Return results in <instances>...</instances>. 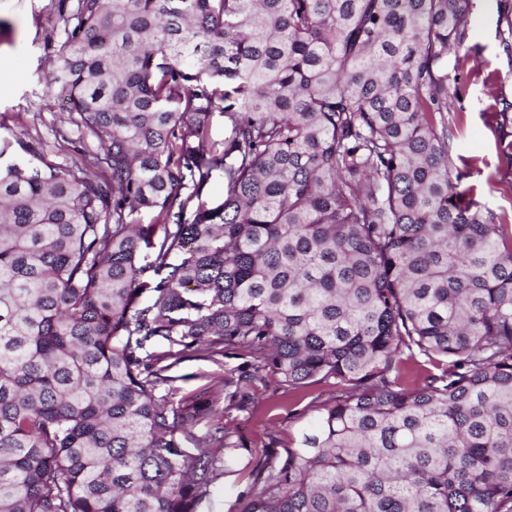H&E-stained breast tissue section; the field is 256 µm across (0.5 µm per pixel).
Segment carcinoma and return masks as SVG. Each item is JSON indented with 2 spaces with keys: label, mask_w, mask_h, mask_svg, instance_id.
I'll return each mask as SVG.
<instances>
[{
  "label": "carcinoma",
  "mask_w": 512,
  "mask_h": 512,
  "mask_svg": "<svg viewBox=\"0 0 512 512\" xmlns=\"http://www.w3.org/2000/svg\"><path fill=\"white\" fill-rule=\"evenodd\" d=\"M64 23L72 164L0 139V512H198L230 475L228 512H512V230L451 162L469 0ZM188 352L247 359L240 411L270 375L336 395L283 454L220 423L184 448L211 412L162 393Z\"/></svg>",
  "instance_id": "cac0c4a2"
}]
</instances>
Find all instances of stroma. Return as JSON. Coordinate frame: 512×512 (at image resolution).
I'll return each mask as SVG.
<instances>
[{
  "mask_svg": "<svg viewBox=\"0 0 512 512\" xmlns=\"http://www.w3.org/2000/svg\"><path fill=\"white\" fill-rule=\"evenodd\" d=\"M59 0H0V136L39 148L45 159L67 166L68 155L59 145V133L69 126L63 102L47 101L45 76L64 22ZM472 29L463 50L468 60L460 69L456 103L460 133L453 145V164L461 185L473 189L477 199L496 213L512 216V193L503 189L507 170L503 148L512 142V123H501L503 101H512V58L499 36V0H470ZM238 359L213 363L184 357L171 370L176 380L169 400L174 408L195 402L205 389L236 368ZM334 393L332 385L316 383L290 391L268 379L250 411L241 412L217 400L218 419L241 435L255 455L267 446L287 449L301 422Z\"/></svg>",
  "mask_w": 512,
  "mask_h": 512,
  "instance_id": "stroma-1",
  "label": "stroma"
}]
</instances>
